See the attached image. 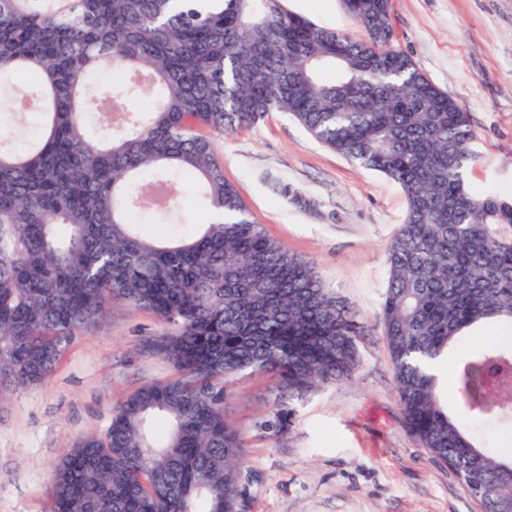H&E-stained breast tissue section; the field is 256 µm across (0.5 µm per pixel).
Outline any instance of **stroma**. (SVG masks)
Instances as JSON below:
<instances>
[{
  "instance_id": "obj_1",
  "label": "stroma",
  "mask_w": 512,
  "mask_h": 512,
  "mask_svg": "<svg viewBox=\"0 0 512 512\" xmlns=\"http://www.w3.org/2000/svg\"><path fill=\"white\" fill-rule=\"evenodd\" d=\"M319 26L364 32L343 0H285ZM394 38L420 71L467 112L478 159L473 193L512 197V0H391ZM224 175L252 218L361 327L351 377L290 396L274 374L237 375L224 401L246 441L244 512H482L467 488L408 432L380 312L386 247L405 196L271 112L216 136ZM165 328L115 302L103 330L79 337L42 384L0 395V512H52V476L87 430L104 432L141 385L177 377L155 349ZM292 424L275 430L279 411Z\"/></svg>"
}]
</instances>
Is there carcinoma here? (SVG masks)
Returning a JSON list of instances; mask_svg holds the SVG:
<instances>
[{
    "mask_svg": "<svg viewBox=\"0 0 512 512\" xmlns=\"http://www.w3.org/2000/svg\"><path fill=\"white\" fill-rule=\"evenodd\" d=\"M344 3L360 39L283 0H0V85L31 84L42 116L26 148L0 145V393L50 378L114 301L164 324L180 371L66 450L53 512H244L224 381L273 371L302 393L354 367L356 324L251 218L210 136L270 112L403 191L380 320L406 427L483 512H512V458L448 413L428 369L463 332L512 325V203L469 189L468 115L394 45L390 0ZM146 92L132 120L95 119ZM189 180L224 221L140 230L182 214ZM511 373L505 336L465 356L470 415L512 423L492 384Z\"/></svg>",
    "mask_w": 512,
    "mask_h": 512,
    "instance_id": "obj_1",
    "label": "carcinoma"
}]
</instances>
